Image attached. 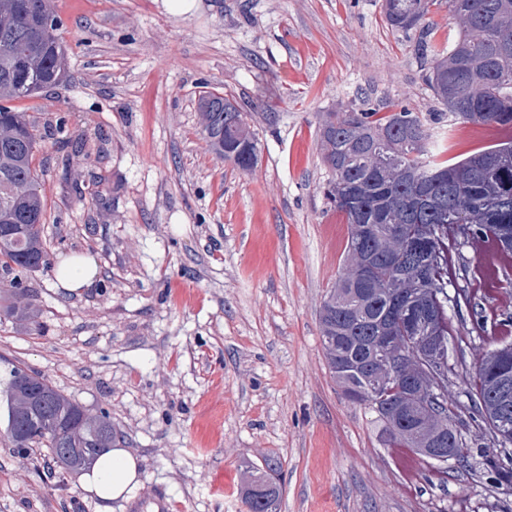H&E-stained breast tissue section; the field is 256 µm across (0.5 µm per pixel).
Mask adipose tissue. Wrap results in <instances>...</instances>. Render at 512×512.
<instances>
[{"label":"adipose tissue","mask_w":512,"mask_h":512,"mask_svg":"<svg viewBox=\"0 0 512 512\" xmlns=\"http://www.w3.org/2000/svg\"><path fill=\"white\" fill-rule=\"evenodd\" d=\"M98 274L92 255H73L59 262L54 271L57 287L70 293L90 287ZM83 488L102 502L127 498L138 485V460L128 450L115 448L102 455L92 471L81 477Z\"/></svg>","instance_id":"adipose-tissue-1"}]
</instances>
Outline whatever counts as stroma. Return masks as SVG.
Here are the masks:
<instances>
[{"instance_id": "35a3bbf8", "label": "stroma", "mask_w": 512, "mask_h": 512, "mask_svg": "<svg viewBox=\"0 0 512 512\" xmlns=\"http://www.w3.org/2000/svg\"><path fill=\"white\" fill-rule=\"evenodd\" d=\"M67 48L57 85L17 103L40 136L36 165L52 261L98 262L80 294L27 275L36 314L0 310L9 364L40 373L89 413L108 411L139 484L110 512H244L272 470L277 512H512L501 450L472 421L470 380L512 337V259L480 237L449 239V408L470 448L435 472L389 444L348 402L324 356L319 313L345 267L349 226L319 151L330 112L440 111L420 36L452 46L433 0L425 34L392 29L383 0H52ZM247 114L258 157L243 170L200 133L197 99ZM512 140L458 124L450 161ZM0 512H100L96 496L0 427Z\"/></svg>"}]
</instances>
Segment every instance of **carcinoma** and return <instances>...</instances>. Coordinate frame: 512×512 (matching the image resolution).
<instances>
[{
  "label": "carcinoma",
  "instance_id": "obj_1",
  "mask_svg": "<svg viewBox=\"0 0 512 512\" xmlns=\"http://www.w3.org/2000/svg\"><path fill=\"white\" fill-rule=\"evenodd\" d=\"M433 0H385L387 23L409 32L421 25ZM457 19L459 39L450 50L432 48L427 74L443 111L433 119L454 118L512 129V0H448ZM61 21L50 0H0V301L8 296L16 317L27 319L35 307L26 285L27 273L45 268L48 253L43 240L46 204L36 167L38 136L27 113L12 101L37 96L57 84L66 64ZM468 92L466 111L453 112L448 82ZM201 133L209 148L237 153L235 164L248 170L257 159L258 139L241 137L247 121L238 105L212 94L199 97ZM429 122L402 107L381 112L374 107L359 112H330L320 131L323 162L334 179L328 196L350 226L347 264L323 302L320 333L325 357L343 392L362 390L378 375L376 349L379 328L385 322L391 298L403 300L418 289L410 278H399L407 265L408 248L431 231L433 262L426 269L424 292L417 304L431 303L434 317L416 328L404 317L391 322L395 344L387 353L405 359L402 375L382 382L363 398L393 446L417 453L445 441L456 459L468 458L461 439L445 432L453 420L448 409L432 418L414 413L405 417L399 407L415 406L407 398L406 378L415 371L410 357L414 337L431 334L448 344V303L469 302L463 288L448 294V233L467 239L485 237L505 258L512 246L500 245L504 225L512 227V145L497 144L478 150L457 163L441 161V150L428 151ZM377 233L367 236L362 226ZM468 226L462 233L460 225ZM373 261L370 281L354 277L360 261ZM472 381L477 413L485 418L491 396L487 358H482ZM3 414L11 447L40 448L45 457L67 473L91 469L99 453L112 447L110 419L92 417L38 373L11 365ZM279 487L274 477L259 471L244 493L246 512H276Z\"/></svg>",
  "mask_w": 512,
  "mask_h": 512
}]
</instances>
